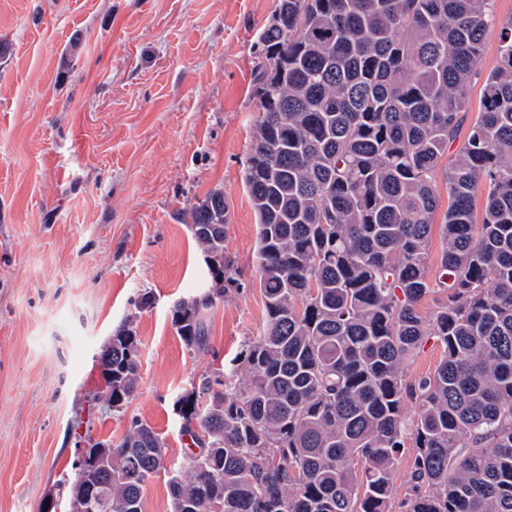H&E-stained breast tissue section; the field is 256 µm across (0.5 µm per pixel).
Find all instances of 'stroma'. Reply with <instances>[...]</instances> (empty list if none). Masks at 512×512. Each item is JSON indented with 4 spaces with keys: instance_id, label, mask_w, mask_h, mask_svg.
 Returning <instances> with one entry per match:
<instances>
[{
    "instance_id": "1",
    "label": "stroma",
    "mask_w": 512,
    "mask_h": 512,
    "mask_svg": "<svg viewBox=\"0 0 512 512\" xmlns=\"http://www.w3.org/2000/svg\"><path fill=\"white\" fill-rule=\"evenodd\" d=\"M277 4L0 0V512H50L87 439L119 442L134 418L166 453L144 512H172L168 472L189 452L172 401L230 368L264 322L244 168L259 118L254 42ZM215 188L244 287L209 311L207 347L191 352L171 307L205 287L207 268L174 215ZM124 325L139 383L108 412L98 355Z\"/></svg>"
}]
</instances>
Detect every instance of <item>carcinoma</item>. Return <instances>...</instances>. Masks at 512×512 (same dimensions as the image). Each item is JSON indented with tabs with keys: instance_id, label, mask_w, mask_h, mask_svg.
Segmentation results:
<instances>
[{
	"instance_id": "obj_1",
	"label": "carcinoma",
	"mask_w": 512,
	"mask_h": 512,
	"mask_svg": "<svg viewBox=\"0 0 512 512\" xmlns=\"http://www.w3.org/2000/svg\"><path fill=\"white\" fill-rule=\"evenodd\" d=\"M494 27L498 63L468 121ZM255 47L261 116L244 183L265 319L230 371L172 403L197 446L168 477L173 512H512V18L494 0H280ZM176 219L209 275L171 309L198 352L208 311L242 287L224 254V190ZM431 293L441 299L424 313ZM429 338L442 359L409 382L402 366ZM139 367L124 325L103 407L123 409ZM163 468L162 439L133 419L107 469L60 487L68 512L86 485L103 488V512H143Z\"/></svg>"
}]
</instances>
